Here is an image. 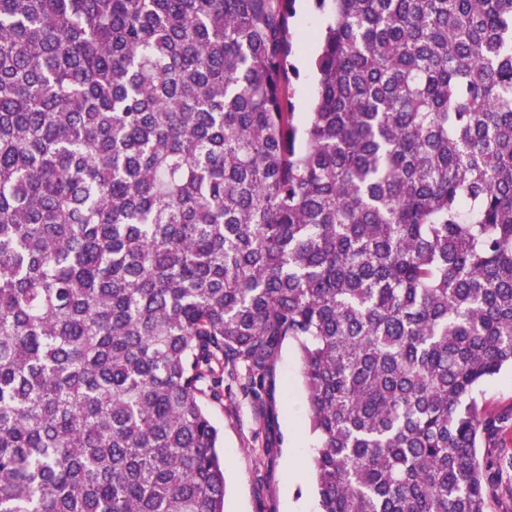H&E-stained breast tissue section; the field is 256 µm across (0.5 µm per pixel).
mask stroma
I'll list each match as a JSON object with an SVG mask.
<instances>
[{"label": "stroma", "instance_id": "stroma-1", "mask_svg": "<svg viewBox=\"0 0 512 512\" xmlns=\"http://www.w3.org/2000/svg\"><path fill=\"white\" fill-rule=\"evenodd\" d=\"M291 28L300 45L294 56L298 75L289 92L298 113L311 111L317 92L314 61L328 13L314 0H297ZM301 358L294 341H284L272 364L267 391L256 398L239 382L228 385L223 397L206 399V410L223 431L225 470L224 512H318L312 478L292 484L289 470L291 401H304ZM269 456H262L263 448Z\"/></svg>", "mask_w": 512, "mask_h": 512}]
</instances>
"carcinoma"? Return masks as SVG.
I'll use <instances>...</instances> for the list:
<instances>
[{
    "label": "carcinoma",
    "instance_id": "cac0c4a2",
    "mask_svg": "<svg viewBox=\"0 0 512 512\" xmlns=\"http://www.w3.org/2000/svg\"><path fill=\"white\" fill-rule=\"evenodd\" d=\"M0 0V512H224L204 398L302 356L320 512H486L512 407V0ZM291 28L301 49L294 56L299 76L291 77L289 92L294 112H310L317 92L314 61L320 47V38L328 17V7L318 9L313 0H298ZM477 399L488 412H497L512 405V372L500 374L484 382L477 393Z\"/></svg>",
    "mask_w": 512,
    "mask_h": 512
}]
</instances>
